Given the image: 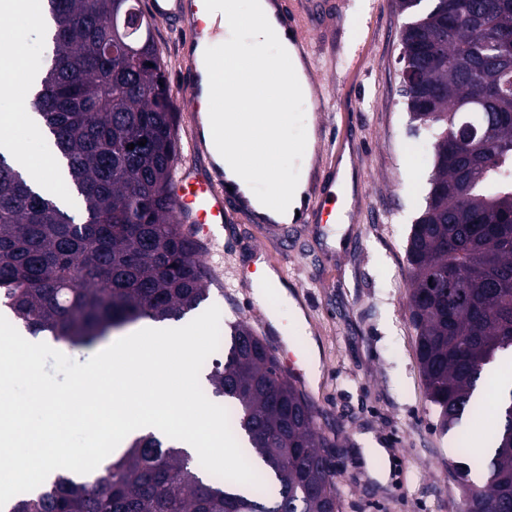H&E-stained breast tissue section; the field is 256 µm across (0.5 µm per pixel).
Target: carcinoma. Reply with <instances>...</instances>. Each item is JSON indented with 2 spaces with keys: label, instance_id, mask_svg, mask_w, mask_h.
I'll return each instance as SVG.
<instances>
[{
  "label": "carcinoma",
  "instance_id": "carcinoma-1",
  "mask_svg": "<svg viewBox=\"0 0 512 512\" xmlns=\"http://www.w3.org/2000/svg\"><path fill=\"white\" fill-rule=\"evenodd\" d=\"M140 2L42 0L52 56L32 107L83 221L0 155V308L68 347L178 321L209 297L173 215L175 103ZM410 2L397 8L412 18L404 46L422 88L405 98L411 121L434 131V159L407 239V288L427 398L448 432L485 416L479 382L512 353V0ZM464 123L486 130L483 144L457 139ZM224 346L208 381L260 484L241 490L147 434L99 471L59 474L5 512H341L336 443L316 407L247 322L227 325ZM485 442L490 452L473 463H448L470 491L463 512H512V387ZM473 469L483 484L469 483Z\"/></svg>",
  "mask_w": 512,
  "mask_h": 512
}]
</instances>
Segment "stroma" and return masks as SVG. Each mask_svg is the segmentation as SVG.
Returning a JSON list of instances; mask_svg holds the SVG:
<instances>
[{
    "label": "stroma",
    "mask_w": 512,
    "mask_h": 512,
    "mask_svg": "<svg viewBox=\"0 0 512 512\" xmlns=\"http://www.w3.org/2000/svg\"><path fill=\"white\" fill-rule=\"evenodd\" d=\"M333 25L311 31L321 89L330 111L305 112L307 133H323L300 163L308 179L321 151L356 160L347 191V227L294 224L287 243L263 225L215 227L202 257L209 304L222 323L247 321L258 333L275 324L286 358L304 374L319 371L306 394L336 446L330 454L341 512H460L462 491L448 470L460 439L441 432L425 395L410 320L407 238L425 206L433 138L410 131L402 94L401 31L408 22L394 0H332ZM355 45L348 66L330 53L333 27ZM155 39L175 100L181 84L178 38L157 23ZM286 286L293 304L259 302L255 254Z\"/></svg>",
    "instance_id": "35a3bbf8"
}]
</instances>
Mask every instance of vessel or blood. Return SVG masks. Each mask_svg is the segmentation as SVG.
<instances>
[{"instance_id": "obj_1", "label": "vessel or blood", "mask_w": 512, "mask_h": 512, "mask_svg": "<svg viewBox=\"0 0 512 512\" xmlns=\"http://www.w3.org/2000/svg\"><path fill=\"white\" fill-rule=\"evenodd\" d=\"M149 7L157 21L183 32L179 51L185 62L182 77L189 91V155L175 163L176 221L221 224L234 213L251 223L265 224L272 231H279L282 216L262 205L243 179L225 173L223 157L216 154L204 134V127L209 122V111L205 107L209 100V78L205 62L197 51L216 39V30L204 29L195 17L191 0H149ZM265 14L287 52L302 51V69L310 71L313 47L307 33L314 27V19L302 17L291 0H272ZM322 194L319 188L303 191L296 223H318L320 209L315 201Z\"/></svg>"}]
</instances>
